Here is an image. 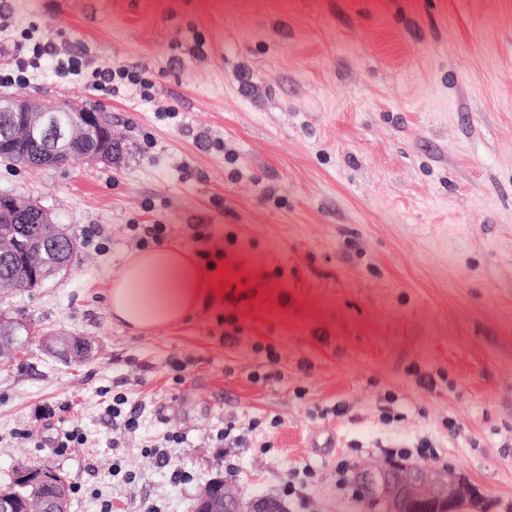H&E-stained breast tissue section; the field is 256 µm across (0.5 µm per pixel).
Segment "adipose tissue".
Masks as SVG:
<instances>
[{
    "instance_id": "1",
    "label": "adipose tissue",
    "mask_w": 512,
    "mask_h": 512,
    "mask_svg": "<svg viewBox=\"0 0 512 512\" xmlns=\"http://www.w3.org/2000/svg\"><path fill=\"white\" fill-rule=\"evenodd\" d=\"M206 270L188 253L170 248L137 252L114 280L108 295L113 319L132 332L188 320L213 297Z\"/></svg>"
}]
</instances>
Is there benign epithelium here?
<instances>
[{
    "instance_id": "7a95c632",
    "label": "benign epithelium",
    "mask_w": 512,
    "mask_h": 512,
    "mask_svg": "<svg viewBox=\"0 0 512 512\" xmlns=\"http://www.w3.org/2000/svg\"><path fill=\"white\" fill-rule=\"evenodd\" d=\"M0 154L6 155L15 136L22 131L34 141L40 161L39 167L59 166L58 157L71 152L74 141L81 139L84 148L73 155L74 161L84 163H112V130L105 116L96 110L62 101L45 108L29 96L0 94ZM23 213L40 224H52L51 213L29 200L0 196V222L11 223V214ZM55 473L49 468L21 470L17 479L33 486L51 480ZM360 482L368 492L372 512H460L466 498L462 485L452 477H445L422 468H413L388 460L383 465L366 468L359 473ZM35 512H67L65 498L51 502L27 499ZM192 512H263V500L244 501L226 486L209 483L199 494Z\"/></svg>"
}]
</instances>
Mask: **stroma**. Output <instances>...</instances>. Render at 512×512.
Here are the masks:
<instances>
[{
    "mask_svg": "<svg viewBox=\"0 0 512 512\" xmlns=\"http://www.w3.org/2000/svg\"><path fill=\"white\" fill-rule=\"evenodd\" d=\"M0 15V68L46 46L23 94L104 111L122 144L109 166L0 159V194L78 241L45 286L0 294L34 332L0 359V489L46 466L69 512H191L216 478L287 512H369L337 463L426 443L484 512H512V0H0ZM69 53L138 67L151 100L81 89L56 70ZM148 224L240 291L146 333L114 322L107 292ZM51 336L93 350L59 358ZM105 388L142 406L135 434ZM75 427L86 442L60 447ZM169 432L186 441L163 467L147 451Z\"/></svg>",
    "mask_w": 512,
    "mask_h": 512,
    "instance_id": "stroma-1",
    "label": "stroma"
}]
</instances>
